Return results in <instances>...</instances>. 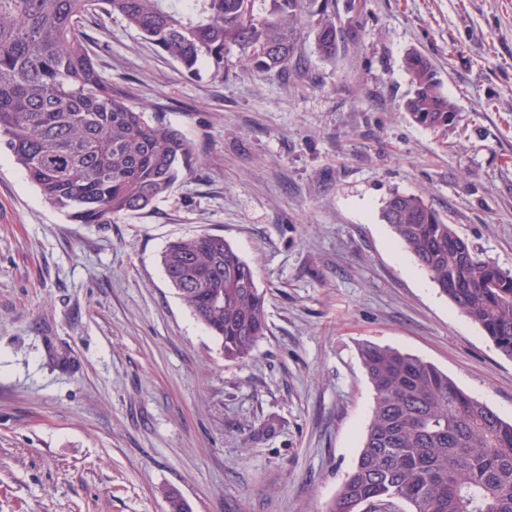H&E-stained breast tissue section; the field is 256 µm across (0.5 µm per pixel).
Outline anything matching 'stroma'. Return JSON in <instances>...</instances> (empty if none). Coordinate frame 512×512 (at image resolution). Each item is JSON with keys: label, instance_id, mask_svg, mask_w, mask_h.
<instances>
[{"label": "stroma", "instance_id": "35a3bbf8", "mask_svg": "<svg viewBox=\"0 0 512 512\" xmlns=\"http://www.w3.org/2000/svg\"><path fill=\"white\" fill-rule=\"evenodd\" d=\"M341 34L321 57L315 30ZM286 77L226 54L188 76L120 17L83 35L193 168L152 211L78 224L0 152V512H325L374 389L359 348L431 363L512 421V359L463 317L381 208L414 194L512 270V0H308ZM434 65L457 121L414 124L404 60ZM224 236L269 331L224 358L167 281L169 241ZM315 40L317 51L322 57L329 60L335 59L339 44V35L335 24L330 21L320 22Z\"/></svg>", "mask_w": 512, "mask_h": 512}]
</instances>
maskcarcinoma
Wrapping results in <instances>:
<instances>
[{"label": "carcinoma", "mask_w": 512, "mask_h": 512, "mask_svg": "<svg viewBox=\"0 0 512 512\" xmlns=\"http://www.w3.org/2000/svg\"><path fill=\"white\" fill-rule=\"evenodd\" d=\"M0 0V149L48 203L80 224H110L167 195L192 165L180 131L116 89L79 35L88 18L121 17L184 72L224 79L236 47L258 71H288L304 0ZM318 53L336 58L335 24L322 21ZM405 69L413 122L448 130L457 107L432 64L411 53ZM389 224L441 294L512 359V272L484 258L422 198L396 192ZM170 285L224 358H248L267 334L265 294L252 267L221 235L168 243ZM360 358L375 391L355 467L326 512L393 502L405 512H512V422L461 390L435 366L366 343Z\"/></svg>", "instance_id": "carcinoma-1"}]
</instances>
